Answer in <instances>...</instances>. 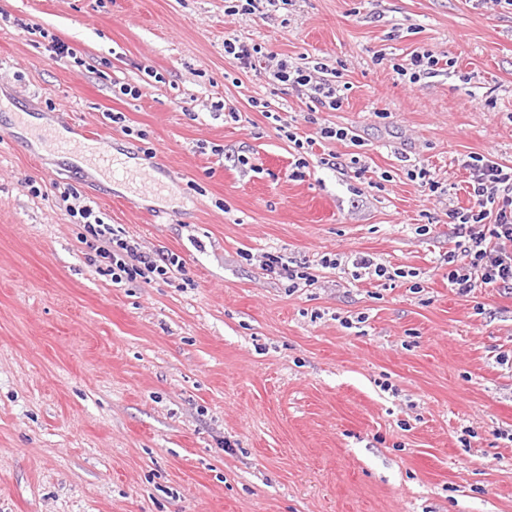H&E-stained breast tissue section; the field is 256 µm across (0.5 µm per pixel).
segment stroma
<instances>
[{"mask_svg":"<svg viewBox=\"0 0 512 512\" xmlns=\"http://www.w3.org/2000/svg\"><path fill=\"white\" fill-rule=\"evenodd\" d=\"M224 9L0 0V512H512V294L460 295L445 262L465 162L512 166V6ZM228 40L341 72L342 109L316 116L347 139H315L306 94ZM415 51L439 63L413 83ZM22 111L151 156L169 193L63 159ZM68 187L181 271L100 276ZM364 256L388 276L358 275ZM224 52L228 55H233V58L235 60H238L242 68H252L253 66H255V61L257 58L265 56L262 55L261 45L250 44L247 42H241L237 40H234L233 42L230 40L225 41ZM258 54H260V57H258ZM265 265L272 271L278 269L291 284L290 288L299 287L297 280H307V275L303 271H299L296 267L290 266L288 261L277 252H265Z\"/></svg>","mask_w":512,"mask_h":512,"instance_id":"stroma-1","label":"stroma"}]
</instances>
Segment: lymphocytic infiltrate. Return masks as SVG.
I'll use <instances>...</instances> for the list:
<instances>
[{
	"mask_svg": "<svg viewBox=\"0 0 512 512\" xmlns=\"http://www.w3.org/2000/svg\"><path fill=\"white\" fill-rule=\"evenodd\" d=\"M282 85L308 92L317 107L340 110L344 96L339 72L324 63L301 66L278 60L273 72ZM468 190L474 201L464 212H453L459 240L449 251L448 282L459 294H470L482 285L512 288V167L477 157L468 163ZM69 215L81 224V244L93 249L101 275L112 283L172 274L178 258L157 263L137 241L119 238L91 206L69 207Z\"/></svg>",
	"mask_w": 512,
	"mask_h": 512,
	"instance_id": "obj_1",
	"label": "lymphocytic infiltrate"
}]
</instances>
